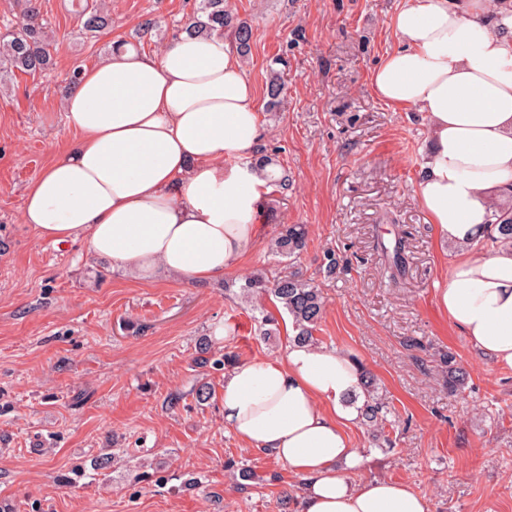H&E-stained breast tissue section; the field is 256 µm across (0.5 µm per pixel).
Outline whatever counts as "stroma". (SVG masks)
<instances>
[{
	"mask_svg": "<svg viewBox=\"0 0 512 512\" xmlns=\"http://www.w3.org/2000/svg\"><path fill=\"white\" fill-rule=\"evenodd\" d=\"M53 43L45 71L0 69V512H295L302 481L272 454L226 433L221 354L280 355L289 316L239 280L273 269L270 243L305 224L297 261L325 308L322 344L361 361L389 407L388 440L358 425L352 483L399 480L430 512H512V369L498 367L448 324L435 302L456 250L439 242L414 195L428 120L379 101L370 74L397 46L403 0H227L253 29L243 64L257 89L263 147L287 170L271 188L254 252L224 279L143 280L80 242L43 241L21 220L27 187L75 140L63 117L73 72L114 45L160 50L198 0H112L110 23L86 31L72 0H36ZM153 20L151 35L138 28ZM278 69L287 87L267 108ZM404 237L408 268L388 284L380 242ZM333 249L334 274L320 269ZM272 316L279 335L263 338ZM230 324L223 341L215 330ZM210 363L197 359L200 342ZM467 373L448 392L443 353ZM210 396L201 401L199 388ZM251 471L235 482L229 462Z\"/></svg>",
	"mask_w": 512,
	"mask_h": 512,
	"instance_id": "stroma-1",
	"label": "stroma"
}]
</instances>
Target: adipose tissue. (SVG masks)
<instances>
[{
	"instance_id": "adipose-tissue-1",
	"label": "adipose tissue",
	"mask_w": 512,
	"mask_h": 512,
	"mask_svg": "<svg viewBox=\"0 0 512 512\" xmlns=\"http://www.w3.org/2000/svg\"><path fill=\"white\" fill-rule=\"evenodd\" d=\"M398 42L371 72L377 98L429 121L414 194L456 254L435 294L479 351L512 368V246L477 248L512 196V8L406 0ZM76 142L26 192L23 223L140 278L219 280L258 239L269 190L248 158L262 137L256 90L222 31H182L159 52L116 45L63 100ZM361 370L341 350L288 343L224 374V428L304 481L297 512H429L406 483L352 484L349 430Z\"/></svg>"
}]
</instances>
